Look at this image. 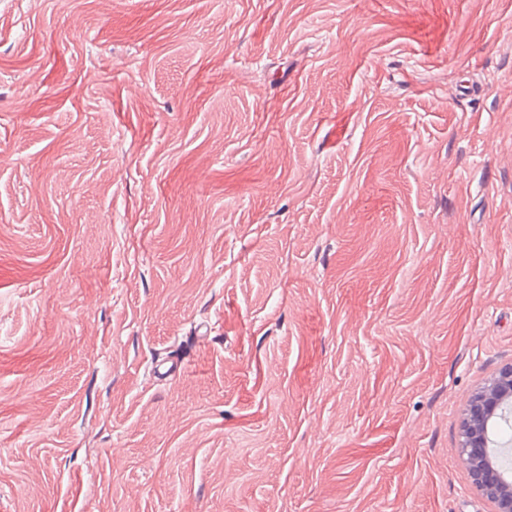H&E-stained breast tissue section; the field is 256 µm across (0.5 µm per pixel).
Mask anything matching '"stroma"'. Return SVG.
Instances as JSON below:
<instances>
[{
  "label": "stroma",
  "instance_id": "obj_1",
  "mask_svg": "<svg viewBox=\"0 0 512 512\" xmlns=\"http://www.w3.org/2000/svg\"><path fill=\"white\" fill-rule=\"evenodd\" d=\"M512 0H0V512H491ZM512 414V364L468 400L460 425V455L472 484L486 495L492 512H512V472L492 459L496 419Z\"/></svg>",
  "mask_w": 512,
  "mask_h": 512
}]
</instances>
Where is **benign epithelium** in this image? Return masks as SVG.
<instances>
[{
	"label": "benign epithelium",
	"mask_w": 512,
	"mask_h": 512,
	"mask_svg": "<svg viewBox=\"0 0 512 512\" xmlns=\"http://www.w3.org/2000/svg\"><path fill=\"white\" fill-rule=\"evenodd\" d=\"M512 414V364L495 376L468 400L460 425V455L472 484L486 495L492 512H512V472L498 468L492 459V430L496 419Z\"/></svg>",
	"instance_id": "benign-epithelium-1"
}]
</instances>
